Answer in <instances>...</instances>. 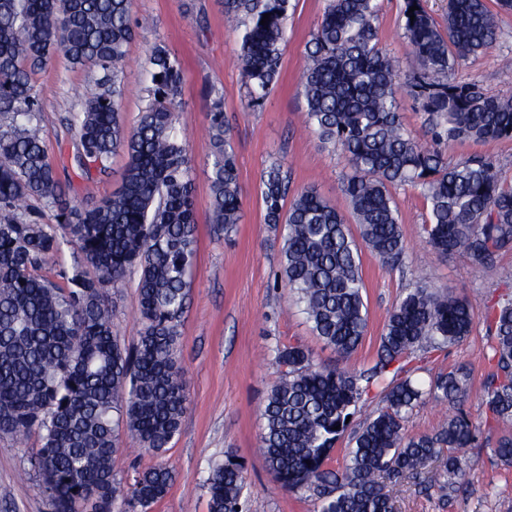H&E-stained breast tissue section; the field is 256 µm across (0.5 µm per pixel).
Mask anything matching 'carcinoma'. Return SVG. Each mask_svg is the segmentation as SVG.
I'll return each mask as SVG.
<instances>
[{"instance_id":"1","label":"carcinoma","mask_w":512,"mask_h":512,"mask_svg":"<svg viewBox=\"0 0 512 512\" xmlns=\"http://www.w3.org/2000/svg\"><path fill=\"white\" fill-rule=\"evenodd\" d=\"M131 0H0V434L38 431L29 459L53 512H149L168 492L173 470L160 464L126 489L113 462L120 433L159 455L179 434L186 377L177 336L187 278L196 257L197 224L187 137L173 112L180 62L153 48L151 86L139 123L121 113ZM241 30L239 61L245 107L256 109L276 87L286 41L289 0H221ZM418 10L408 13L410 7ZM379 0H330L306 45L300 86L307 127L341 150L350 169L343 186L360 238L344 215L312 187L288 198V176L273 163L261 178L265 223L279 232L281 281L294 294L313 333L347 356L361 344L368 310L361 246L395 266L404 251L391 188L411 186L429 203L427 243L441 257L461 255L473 268L496 266L512 251V183L481 157L451 163L437 145L512 138V97L483 93L451 74L491 48L498 13L486 0H447L440 29L422 0H404L403 30L415 69L405 84L426 115L433 146L405 133L398 112L399 62L379 48ZM270 14L267 24L260 21ZM415 18H410V15ZM107 75L80 95L69 119L73 160L85 172L108 170L121 152L127 165L111 197L79 207L68 199L41 138L33 76L57 53ZM210 222L229 232L240 222L236 155L213 102ZM55 211L56 224L33 219L32 202ZM80 257L67 285L39 270L63 247ZM139 271L136 342L121 345L109 300L126 273ZM505 293L490 300L484 323L495 372L481 394L478 423L459 410L433 434L409 436L404 423L425 399L456 404L466 392L462 368L428 387L388 378L417 352L458 343L476 324L469 302L448 287L415 285L389 313L376 364L367 371L321 367L299 345L277 349L280 377L262 407L260 456L292 492H309L319 512H393L382 478L420 479L444 496L457 492L471 468L468 448L481 426H512V267L500 272ZM382 406L354 434L339 469L327 467L346 419L370 391ZM340 429H335V426ZM512 466V433L492 448ZM209 512H241L237 463L212 467Z\"/></svg>"}]
</instances>
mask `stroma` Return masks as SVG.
Listing matches in <instances>:
<instances>
[{
  "instance_id": "stroma-1",
  "label": "stroma",
  "mask_w": 512,
  "mask_h": 512,
  "mask_svg": "<svg viewBox=\"0 0 512 512\" xmlns=\"http://www.w3.org/2000/svg\"><path fill=\"white\" fill-rule=\"evenodd\" d=\"M329 0H291L281 78L262 107H245V88L238 60V31L229 28L217 0H132L133 18H150L136 29L127 47L122 110L127 126L137 125L150 83L148 58L154 46H165L181 62V83L174 108L178 125L189 135L197 219V252L187 286V312L178 328L181 365L188 378L187 412L170 448L152 455L121 436L114 462L121 485L137 473L165 464L175 479L152 512H208L207 482L214 464L240 459L245 477L244 512H317L316 497L282 487L257 455L262 434L261 409L279 377L278 348L294 343L308 349L316 363L350 365L364 371L377 361L389 311L408 288L423 283L446 285L466 299L476 315L500 292L495 270H477L463 258L440 257L425 244L428 206L418 189L393 188L405 252L401 264L385 266L370 251L362 253L364 300L368 326L358 349L342 356L315 336L299 304L278 277L282 240L263 220L260 176L271 163L286 171L291 191L316 187L348 210L343 180L348 170L340 150L322 144L305 126L306 101L298 84L307 42ZM403 0H382L377 20L383 52L406 60ZM98 67L74 69L56 56L34 76L43 140L58 176L73 203L84 201V180L74 166L67 119L78 111V94L102 77ZM455 82L475 83L494 96H512V13L500 16V35L484 53L456 67ZM224 103V124L237 154L242 191V218L231 233L209 222L210 146L203 136L215 99ZM450 162L474 156L490 159L512 180V139L489 143L457 142L446 148ZM138 276L127 273L110 301L119 324V339L132 344L139 316ZM484 326L463 341L430 353H417L403 374L428 383L438 373L464 367L470 374L462 408L472 420L481 416L480 395L494 367L486 356ZM495 433H482L469 455L475 466L468 482L453 497L424 490L417 480L389 483L395 512H512V467L492 454ZM40 446L38 433L25 443L0 436V512H51L28 459Z\"/></svg>"
}]
</instances>
